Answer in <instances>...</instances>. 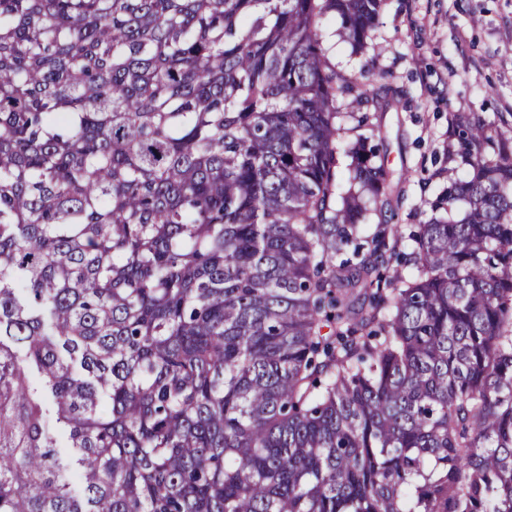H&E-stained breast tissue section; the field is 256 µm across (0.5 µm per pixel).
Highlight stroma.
I'll use <instances>...</instances> for the list:
<instances>
[{
  "mask_svg": "<svg viewBox=\"0 0 512 512\" xmlns=\"http://www.w3.org/2000/svg\"><path fill=\"white\" fill-rule=\"evenodd\" d=\"M320 27L331 67L363 71L397 93V105L381 115V153L400 177L398 223L423 222L427 199L448 179L452 115L512 113V0H384L360 52L334 16Z\"/></svg>",
  "mask_w": 512,
  "mask_h": 512,
  "instance_id": "stroma-1",
  "label": "stroma"
}]
</instances>
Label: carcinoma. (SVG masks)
<instances>
[{
	"instance_id": "obj_1",
	"label": "carcinoma",
	"mask_w": 512,
	"mask_h": 512,
	"mask_svg": "<svg viewBox=\"0 0 512 512\" xmlns=\"http://www.w3.org/2000/svg\"><path fill=\"white\" fill-rule=\"evenodd\" d=\"M382 2L0 0V512H512V125L399 229Z\"/></svg>"
}]
</instances>
